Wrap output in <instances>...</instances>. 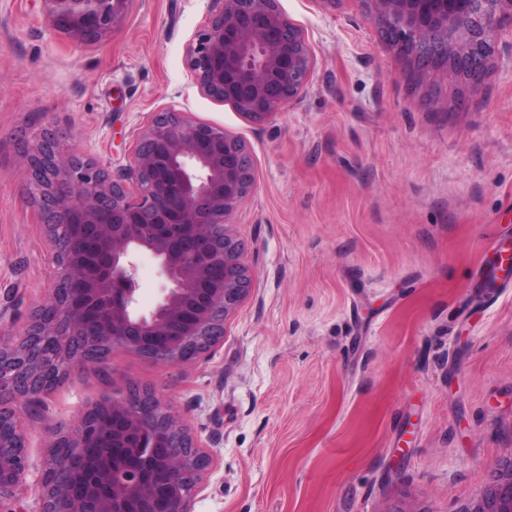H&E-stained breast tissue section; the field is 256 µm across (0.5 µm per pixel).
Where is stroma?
<instances>
[{
    "label": "stroma",
    "mask_w": 512,
    "mask_h": 512,
    "mask_svg": "<svg viewBox=\"0 0 512 512\" xmlns=\"http://www.w3.org/2000/svg\"><path fill=\"white\" fill-rule=\"evenodd\" d=\"M305 35L304 96L255 123L202 95L187 46L218 0H133L94 44L40 0H0V308L25 323L52 283L16 161L47 127L119 172L172 109L249 148L232 216L255 287L222 342L171 366L117 349L24 420L47 433L147 388L212 458L191 512H457L512 456V277L479 273L512 242V26L478 90L402 57L362 0H279Z\"/></svg>",
    "instance_id": "35a3bbf8"
}]
</instances>
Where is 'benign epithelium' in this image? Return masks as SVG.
Listing matches in <instances>:
<instances>
[{"label":"benign epithelium","mask_w":512,"mask_h":512,"mask_svg":"<svg viewBox=\"0 0 512 512\" xmlns=\"http://www.w3.org/2000/svg\"><path fill=\"white\" fill-rule=\"evenodd\" d=\"M55 28L92 43L126 15L132 0H43ZM187 48L199 91L261 122L305 93L312 56L278 0H221ZM384 39L417 65H441L450 82L482 81L491 32L512 19V0H364ZM25 185L41 213L54 264L46 297L19 330L0 312V512H25L29 475L22 412L64 384L78 366L101 365L122 349L169 365L195 362L224 336L252 276L229 231L255 184L241 140L181 113H157L114 177L44 128L17 143ZM152 257L159 296H137V259ZM124 419L102 464L103 418ZM50 461L38 475L35 512H188L210 458L182 418L156 394L132 388L51 431ZM457 512H512V457Z\"/></svg>","instance_id":"7a95c632"}]
</instances>
